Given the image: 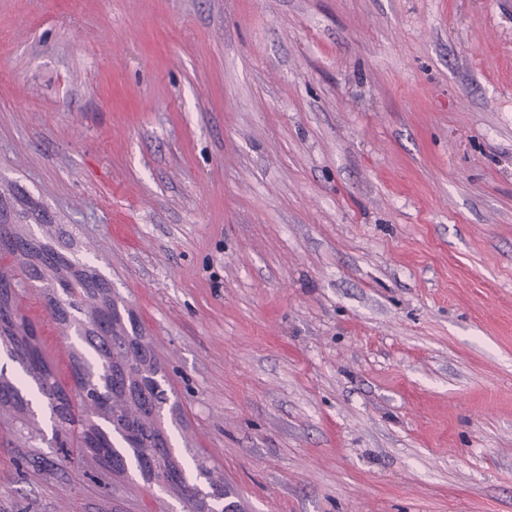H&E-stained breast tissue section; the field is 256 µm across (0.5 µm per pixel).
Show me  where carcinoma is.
<instances>
[{
  "instance_id": "carcinoma-1",
  "label": "carcinoma",
  "mask_w": 512,
  "mask_h": 512,
  "mask_svg": "<svg viewBox=\"0 0 512 512\" xmlns=\"http://www.w3.org/2000/svg\"><path fill=\"white\" fill-rule=\"evenodd\" d=\"M0 255L14 261L0 267V344L46 399L55 436L80 435L95 454L107 449L113 471L133 464L142 479L179 496L186 512H214L224 490L214 489L209 505L191 484L174 455L164 413L175 415L169 382L132 321L118 309L110 282L93 264L58 249L53 241L0 215ZM38 289L66 336L73 334L90 352L74 351L75 387L65 393L46 360L35 328L19 314L20 284ZM0 413L16 431L35 439L24 383L0 374Z\"/></svg>"
}]
</instances>
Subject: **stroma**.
<instances>
[{"label": "stroma", "mask_w": 512, "mask_h": 512, "mask_svg": "<svg viewBox=\"0 0 512 512\" xmlns=\"http://www.w3.org/2000/svg\"><path fill=\"white\" fill-rule=\"evenodd\" d=\"M0 206L110 281L237 512H512V0H0ZM0 512L182 504L0 421Z\"/></svg>", "instance_id": "stroma-1"}]
</instances>
